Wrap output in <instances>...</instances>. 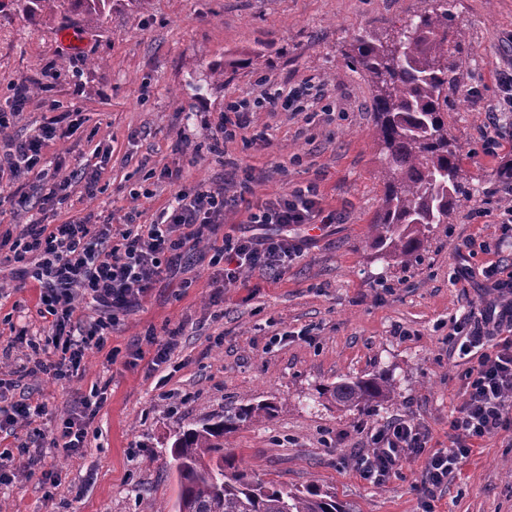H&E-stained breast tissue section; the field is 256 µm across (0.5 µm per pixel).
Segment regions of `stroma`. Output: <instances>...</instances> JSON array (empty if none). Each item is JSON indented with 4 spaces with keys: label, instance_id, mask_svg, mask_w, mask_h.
Masks as SVG:
<instances>
[{
    "label": "stroma",
    "instance_id": "1",
    "mask_svg": "<svg viewBox=\"0 0 512 512\" xmlns=\"http://www.w3.org/2000/svg\"><path fill=\"white\" fill-rule=\"evenodd\" d=\"M435 0H112L96 25L63 7L30 17L0 12V110L25 92L24 112L0 130V148L54 123L45 148L60 166L62 199L43 203L34 181H0V235L32 221L150 223L176 189L244 190L259 201L309 183L336 222L295 237L303 254L284 274L249 273L212 305L208 242L192 246L171 278L120 320L105 350L87 351L77 375L19 378L43 335L35 289L17 290L0 264V395L32 393L45 405L36 424L0 432V451L51 435L92 387L105 401L73 457L41 449L59 477L47 491L35 477L0 485L8 512H144L172 507L178 491L176 432L220 419L225 409L271 402V419L224 436L234 469L291 487H332L352 512H512V429L475 440L448 482L422 489L424 461L411 458L383 482L361 476L371 432L406 420L428 432L432 449L451 446L449 422L465 398L471 359L453 354L455 319L479 316L495 295L482 270L512 272V248H495L505 219L498 172L512 160V112L501 111L500 72L512 69V0H454L466 65L448 87L442 116L470 175L471 197L425 236L421 259L404 268L379 255L366 233L380 208L386 163L375 136L366 74L350 56L355 36L396 34ZM308 83V111L253 112L261 141L222 139L218 124L233 99L257 97L267 82ZM498 119L502 148L485 153ZM103 165L95 189L82 177ZM182 172L179 185L158 180ZM491 250H483V243ZM467 268L468 283L456 280ZM181 328L170 364L153 368L148 331ZM383 372L392 402L345 410L319 399L320 386Z\"/></svg>",
    "mask_w": 512,
    "mask_h": 512
}]
</instances>
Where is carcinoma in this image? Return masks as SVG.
I'll return each instance as SVG.
<instances>
[{"instance_id":"1","label":"carcinoma","mask_w":512,"mask_h":512,"mask_svg":"<svg viewBox=\"0 0 512 512\" xmlns=\"http://www.w3.org/2000/svg\"><path fill=\"white\" fill-rule=\"evenodd\" d=\"M50 2H66L98 21L111 0H0V10L36 14ZM460 38L452 30L450 0H437V7L396 37L367 33L357 39L353 61L369 77L376 135L388 156L382 204L367 241L404 267L417 258L426 232L448 223L449 213L470 197L459 149L448 141L441 116L448 83L463 67L449 54V44ZM318 395L350 410L391 401L396 389L392 379L374 374L322 387ZM275 410L271 402L245 404L221 421L179 433L171 448L178 473L175 512H351L335 490L316 483L288 488L266 485L244 471H224V434L269 419Z\"/></svg>"}]
</instances>
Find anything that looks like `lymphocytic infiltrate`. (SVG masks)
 <instances>
[{
	"label": "lymphocytic infiltrate",
	"mask_w": 512,
	"mask_h": 512,
	"mask_svg": "<svg viewBox=\"0 0 512 512\" xmlns=\"http://www.w3.org/2000/svg\"><path fill=\"white\" fill-rule=\"evenodd\" d=\"M305 88L283 90L275 84L254 101L227 103L221 130L236 137L245 127L248 112L304 111ZM55 137L53 126H43L37 135L14 143L0 155V178L21 181L36 176L46 200L57 199L64 186L57 172L44 163L43 150ZM315 186H307L264 199L246 202L243 194L226 188L200 186L178 191L155 220L148 224L127 218L125 223L45 224L32 222L8 248L7 262L15 266L20 287L37 284L39 312L50 320L51 342L60 356L35 363L30 375L62 378L79 369L86 351L103 349L122 315L141 306L150 289L172 272L188 244L209 242V263L215 268L213 282L224 288L240 282L248 272L285 273L300 255L301 243L289 236V229L335 223L336 216L324 212L317 201ZM246 207L252 234L220 235L226 211ZM275 233H266L269 225ZM487 288L497 295L480 318L455 322L451 340L463 354H476L468 371L466 397L453 416L450 427L454 445L428 450V436L422 428L405 421H391L372 436L370 456L359 462L365 478L384 480L404 460L424 457L426 482L437 486L453 474L460 459L469 452L468 443L496 435L512 422V274L503 275L499 264L483 270ZM87 300L97 310L92 321H84L75 304ZM104 402L102 392L91 390L80 410L71 412L58 427L48 445L67 455L83 448L90 420Z\"/></svg>",
	"instance_id": "f902f5d3"
}]
</instances>
